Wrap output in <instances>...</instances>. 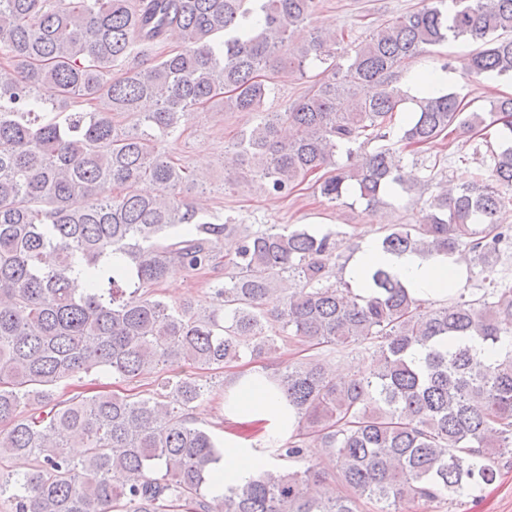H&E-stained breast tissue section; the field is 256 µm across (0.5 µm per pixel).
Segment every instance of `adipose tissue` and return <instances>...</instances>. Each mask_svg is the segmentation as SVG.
<instances>
[{
  "mask_svg": "<svg viewBox=\"0 0 512 512\" xmlns=\"http://www.w3.org/2000/svg\"><path fill=\"white\" fill-rule=\"evenodd\" d=\"M383 268L402 281L414 296L419 298H444L449 287L464 271L463 258L436 255L425 257L407 252L401 255L381 250L376 243H364L347 270V276L362 286L369 274ZM286 404L281 396L266 387L254 385L252 374L242 375L235 388L234 401L225 406V417L233 422L258 419L281 421Z\"/></svg>",
  "mask_w": 512,
  "mask_h": 512,
  "instance_id": "ef3b65f1",
  "label": "adipose tissue"
}]
</instances>
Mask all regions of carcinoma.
<instances>
[{
  "mask_svg": "<svg viewBox=\"0 0 512 512\" xmlns=\"http://www.w3.org/2000/svg\"><path fill=\"white\" fill-rule=\"evenodd\" d=\"M320 0H0V499L9 512H419L495 481L512 454V288L439 305L374 270L362 295L335 277L345 233L220 223L207 181L172 157L192 110L216 100L256 123L225 146L257 190L311 176L329 203L370 206L408 188L403 153L501 126L490 174L427 200L424 224L382 228L391 254L454 255L492 271L507 237L512 95L466 111L413 96L404 68L448 39L478 45L475 82L512 75V0H424L341 54L314 28ZM159 48L136 62L137 47ZM320 69L281 112L278 79ZM53 90L46 98L44 88ZM150 100L154 108L141 111ZM414 108L394 128L398 112ZM395 135L399 148L384 144ZM345 155V161L336 160ZM155 186L151 195L138 190ZM176 270L211 276L208 307L157 293ZM365 345L369 368L336 378L316 358L256 377L280 392L295 466L257 469L208 495L224 449L196 421L213 386L196 370L257 360L285 339ZM477 340L482 349L470 342ZM157 374L145 394L86 396L62 382ZM38 407H31V403ZM314 441L324 461L310 462ZM84 451L74 456L70 449ZM23 458L30 470L15 473ZM126 474L112 483V471Z\"/></svg>",
  "mask_w": 512,
  "mask_h": 512,
  "instance_id": "cac0c4a2",
  "label": "carcinoma"
}]
</instances>
